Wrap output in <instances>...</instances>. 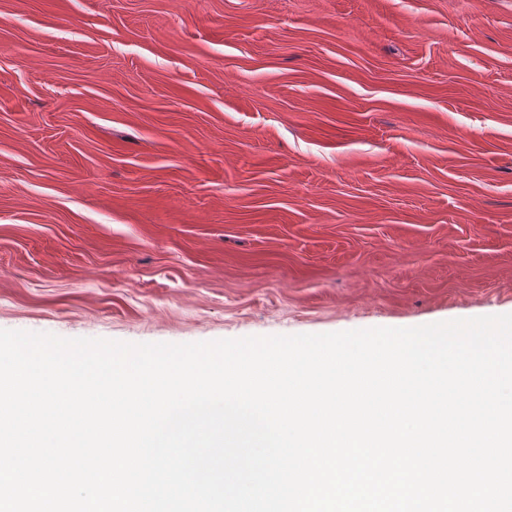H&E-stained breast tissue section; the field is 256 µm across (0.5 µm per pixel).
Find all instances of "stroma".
I'll use <instances>...</instances> for the list:
<instances>
[{
    "instance_id": "1",
    "label": "stroma",
    "mask_w": 512,
    "mask_h": 512,
    "mask_svg": "<svg viewBox=\"0 0 512 512\" xmlns=\"http://www.w3.org/2000/svg\"><path fill=\"white\" fill-rule=\"evenodd\" d=\"M512 313V0H0V329Z\"/></svg>"
}]
</instances>
